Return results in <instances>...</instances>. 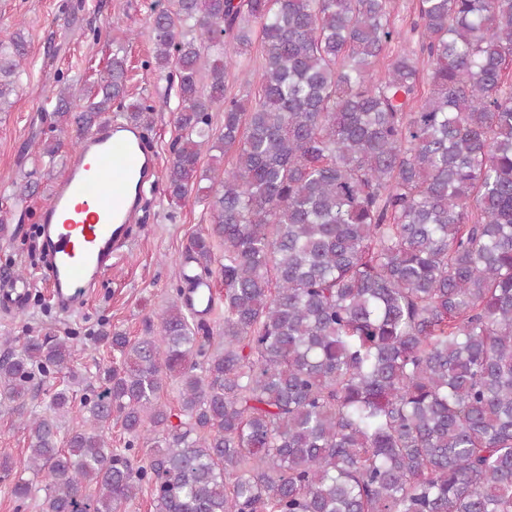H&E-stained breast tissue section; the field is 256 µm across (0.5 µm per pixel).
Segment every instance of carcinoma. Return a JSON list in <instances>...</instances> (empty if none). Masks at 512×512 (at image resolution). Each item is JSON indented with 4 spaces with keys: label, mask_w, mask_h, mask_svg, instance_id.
<instances>
[{
    "label": "carcinoma",
    "mask_w": 512,
    "mask_h": 512,
    "mask_svg": "<svg viewBox=\"0 0 512 512\" xmlns=\"http://www.w3.org/2000/svg\"><path fill=\"white\" fill-rule=\"evenodd\" d=\"M391 11L173 0L153 13L154 69L179 93L169 200L220 186L186 254L200 280L224 246L223 347L180 288L158 330L98 329L115 358L97 387L73 370L72 338L23 337L0 356V405L28 454L1 458L0 481L32 472L48 512H121L144 487L156 512H512V0H418L426 96L406 48L375 73L401 38ZM255 34L261 87L229 97ZM26 56L21 36L0 39V111ZM57 83L55 130L82 134L112 110L151 125L152 104L126 102L117 52L85 103ZM68 145L50 136L40 154ZM170 375L176 409L161 402ZM57 377L52 412L26 414ZM79 390L82 423L62 444ZM114 420L123 449L109 446ZM32 488L15 480L16 509Z\"/></svg>",
    "instance_id": "1"
}]
</instances>
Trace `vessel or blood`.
Listing matches in <instances>:
<instances>
[{"instance_id":"b4317fda","label":"vessel or blood","mask_w":512,"mask_h":512,"mask_svg":"<svg viewBox=\"0 0 512 512\" xmlns=\"http://www.w3.org/2000/svg\"><path fill=\"white\" fill-rule=\"evenodd\" d=\"M137 126L116 122L84 138L51 199L38 211L46 250L42 271L58 312L82 309L132 239V220L145 186L159 180L156 153L143 149ZM30 293L24 278L0 282V311L20 309Z\"/></svg>"}]
</instances>
